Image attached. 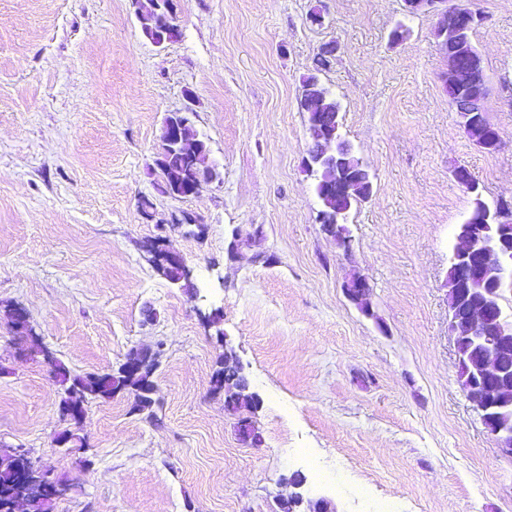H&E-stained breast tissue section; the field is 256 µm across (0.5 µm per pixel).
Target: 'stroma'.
Segmentation results:
<instances>
[{
  "instance_id": "stroma-1",
  "label": "stroma",
  "mask_w": 512,
  "mask_h": 512,
  "mask_svg": "<svg viewBox=\"0 0 512 512\" xmlns=\"http://www.w3.org/2000/svg\"><path fill=\"white\" fill-rule=\"evenodd\" d=\"M470 2L491 152L448 102L435 17L403 0H175L181 36L163 47L131 0H0V448L69 484L53 512H278L296 471L336 512H512V459L457 381L448 330V257L472 208L455 169L488 205L512 202V0ZM312 73L373 180L347 249L303 169ZM187 107L221 178L174 200L155 158L164 117ZM183 211L199 226L173 224ZM154 241L185 258L189 287L155 272ZM358 275L366 314L343 291ZM18 306L73 373L156 352L158 423L123 392L89 404L88 452L56 447L61 396L50 365L17 357ZM228 349L261 400L258 445L212 392Z\"/></svg>"
}]
</instances>
